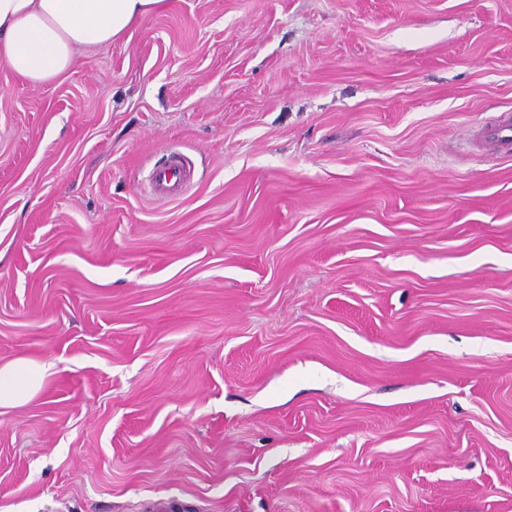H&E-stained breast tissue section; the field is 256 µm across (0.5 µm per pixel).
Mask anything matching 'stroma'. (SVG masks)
Segmentation results:
<instances>
[{"mask_svg":"<svg viewBox=\"0 0 512 512\" xmlns=\"http://www.w3.org/2000/svg\"><path fill=\"white\" fill-rule=\"evenodd\" d=\"M506 112L512 0H169L0 61V364H55L0 512H512ZM186 169L181 161L169 159L168 163L160 168H154L149 175V181L156 184L158 190L162 193H173L172 181H180L185 175Z\"/></svg>","mask_w":512,"mask_h":512,"instance_id":"35a3bbf8","label":"stroma"}]
</instances>
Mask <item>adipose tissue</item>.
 Returning a JSON list of instances; mask_svg holds the SVG:
<instances>
[{"instance_id": "ef3b65f1", "label": "adipose tissue", "mask_w": 512, "mask_h": 512, "mask_svg": "<svg viewBox=\"0 0 512 512\" xmlns=\"http://www.w3.org/2000/svg\"><path fill=\"white\" fill-rule=\"evenodd\" d=\"M169 0H0V61L44 85L77 63L79 52L128 39L145 17ZM51 363L20 355L0 365V408L25 402L50 375Z\"/></svg>"}]
</instances>
